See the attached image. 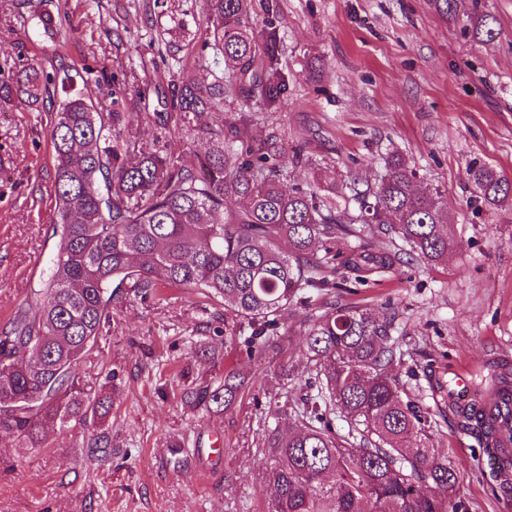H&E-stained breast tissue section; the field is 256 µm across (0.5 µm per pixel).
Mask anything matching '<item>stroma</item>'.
<instances>
[{
	"label": "stroma",
	"instance_id": "35a3bbf8",
	"mask_svg": "<svg viewBox=\"0 0 512 512\" xmlns=\"http://www.w3.org/2000/svg\"><path fill=\"white\" fill-rule=\"evenodd\" d=\"M497 18V36L477 43L457 16L433 0H254L256 37L275 28L287 90L276 103L260 96L226 99L210 126L238 122L242 139L277 136L291 165L301 149L309 182L335 183L338 207L351 206L352 180L378 186L394 153L414 165L420 186L439 189L457 247L431 263L404 256L389 276L348 292H314L286 312V356L248 358L224 336V306L190 288L158 298L124 295L107 335L90 350L89 375L116 368L112 448L88 460L87 428L51 431L47 448H19L0 433V512H267L271 490L259 452L273 428L287 429L284 401L304 393L306 319L329 303L395 316L390 339L401 353L393 374L425 412L433 444L462 481L468 512H512V493L492 491L493 469L477 435L441 414L427 366L454 380L475 371L476 391L491 399L486 374L512 383V210L485 206L467 168L479 162L512 179V0H478ZM202 0H0V83L29 63L46 71L85 69L96 106L111 108L112 78L133 89L123 102V137L192 164L208 138L158 119L171 83L205 80ZM65 12L80 37L57 50L40 24ZM63 93L51 89L30 106L0 104V327L41 288L51 269L57 220L50 119ZM215 351L216 359L200 355ZM256 379V394L227 412L207 413L182 390L223 374L225 365ZM292 366L286 380L279 366ZM223 454H216V447Z\"/></svg>",
	"mask_w": 512,
	"mask_h": 512
}]
</instances>
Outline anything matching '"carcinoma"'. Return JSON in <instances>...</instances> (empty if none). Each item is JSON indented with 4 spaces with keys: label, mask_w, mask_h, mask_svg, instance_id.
<instances>
[{
    "label": "carcinoma",
    "mask_w": 512,
    "mask_h": 512,
    "mask_svg": "<svg viewBox=\"0 0 512 512\" xmlns=\"http://www.w3.org/2000/svg\"><path fill=\"white\" fill-rule=\"evenodd\" d=\"M253 0H204L201 24L223 69L209 83H173L171 109L202 121L224 112V100L258 94L273 103L283 91L277 67L278 41H260L249 26ZM496 18L474 10L468 37L489 42ZM53 117L50 144L58 223L50 275L9 325L0 329V432L23 448L46 447L50 425L83 426L108 421V392L87 379L80 362L98 345L112 317V301L126 289L142 296L165 283L193 288L224 304L230 335L242 339L249 357L288 351L280 332L282 313L307 303L311 288L336 287L339 235L398 239L431 262L456 245L442 194L417 187L416 171L391 156L377 189L352 188L357 208L340 211L336 184L311 189L284 185L283 152L264 137L244 142L238 127L224 123L211 132L199 166L130 140L112 138L121 119L103 112L83 91L67 92ZM55 76L38 64L0 84V101L34 103ZM138 154L136 162L128 155ZM467 175L476 193L493 207L512 209V183L492 167L473 163ZM243 208L229 210L226 200ZM400 252L385 248L352 251L341 268L364 284L393 269ZM309 375L301 404L292 408L294 427L272 430L260 454L265 481L274 490L268 512H467L457 473L431 444L425 413L392 376L400 354L390 343L391 315L352 305L329 304L308 317ZM255 382L227 367L224 376L187 389L185 402L228 411ZM512 390L494 392L488 404L457 408L461 426L487 448L512 437V419L496 416ZM339 412L359 425L356 434L336 433L329 416ZM106 432L90 438L85 456L107 454Z\"/></svg>",
    "instance_id": "1"
}]
</instances>
